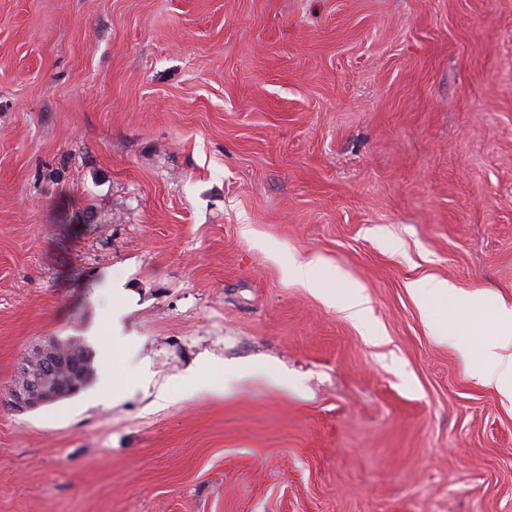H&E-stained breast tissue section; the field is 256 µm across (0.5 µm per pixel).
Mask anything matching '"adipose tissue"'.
<instances>
[{
    "instance_id": "obj_1",
    "label": "adipose tissue",
    "mask_w": 512,
    "mask_h": 512,
    "mask_svg": "<svg viewBox=\"0 0 512 512\" xmlns=\"http://www.w3.org/2000/svg\"><path fill=\"white\" fill-rule=\"evenodd\" d=\"M288 275L307 287L323 288L324 299L336 305L354 322H361L369 310V300L362 289L351 285L343 276H336L334 287L324 288L318 262L289 261ZM430 327L434 336L452 349L460 346V329L484 333L485 340L480 351L464 356L466 370L482 385L495 389L512 401V308L490 302L479 295L469 300L462 326L434 320Z\"/></svg>"
}]
</instances>
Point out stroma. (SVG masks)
<instances>
[{
	"label": "stroma",
	"mask_w": 512,
	"mask_h": 512,
	"mask_svg": "<svg viewBox=\"0 0 512 512\" xmlns=\"http://www.w3.org/2000/svg\"><path fill=\"white\" fill-rule=\"evenodd\" d=\"M423 277L512 306V0H0V512H512V402ZM118 282V399L10 407ZM244 363L286 382L182 380ZM288 276L307 286L308 288H322L323 277L320 265L315 261L298 262L296 260L288 261ZM334 282L336 289H322L323 298L336 305L348 319L357 323L361 322L369 310V300L362 289L351 285L342 275H336ZM452 288L448 281L435 278H421L408 284L412 298L429 320L433 335L441 342L448 343L449 348L460 349L461 344L458 336L460 330L454 324H448V318L445 321L433 319L429 308V301L432 299H448V296L452 293Z\"/></svg>",
	"instance_id": "obj_1"
}]
</instances>
